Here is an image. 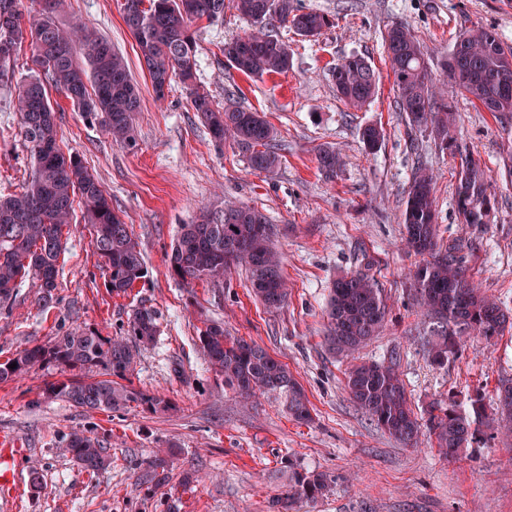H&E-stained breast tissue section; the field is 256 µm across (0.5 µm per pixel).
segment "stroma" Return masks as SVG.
Returning a JSON list of instances; mask_svg holds the SVG:
<instances>
[{"instance_id":"1","label":"stroma","mask_w":512,"mask_h":512,"mask_svg":"<svg viewBox=\"0 0 512 512\" xmlns=\"http://www.w3.org/2000/svg\"><path fill=\"white\" fill-rule=\"evenodd\" d=\"M119 3L68 0L57 20L87 26L125 56L141 94L134 146L114 144L61 93L51 98L58 104L61 151L80 155L110 193L149 275L127 293L112 294L90 227L64 228L57 302L42 307L31 283L16 288L9 307L0 310V361L27 345L50 346L60 331L75 326L120 335L132 311L145 305L159 311V332L141 347L129 381L165 397L171 407L157 413L73 407L44 394L47 384L71 375L52 363L0 383V438L14 448L22 479L17 490L0 488V512H269L294 470L327 474L332 484L324 497L298 500L293 512H512V439L487 440L456 459L440 455L424 434L417 445H403L356 410L346 388L351 360L323 341L334 281L365 270L384 289L390 315L358 356L396 359L416 410L440 396L464 404L480 396L489 404L500 382L512 379V332L492 340L466 337L447 366L430 361L424 347L430 322L413 304L410 272L417 259L401 242L404 202L421 164L437 176L444 238L465 241L478 288L512 308V179L502 171L503 157L512 153V123L455 97V134L486 169L496 197L491 223H459L455 163L429 129L411 125L397 108L383 45L386 28L402 22L433 61L476 26L495 28L512 46V0H298L303 10L322 12L333 24L311 41L279 29L293 50V65L288 73L261 79L232 68L221 51L246 28L235 9L225 7L222 19L201 23L197 83L218 104L264 113L282 147L281 164L270 173L249 169L245 147L230 140L215 145L180 81L156 100ZM351 54L364 56L380 76L374 98L359 111L337 99L329 74ZM10 101L0 89V196L19 192L25 178L20 116ZM371 124L384 132L373 152L361 139ZM326 145L345 160L333 179L317 165V152ZM228 199L258 207L274 224L290 287L284 307L266 309L238 268L223 280L188 286L170 275L167 255L181 225L194 222L200 207L218 210ZM207 319L287 365L306 392L311 421L295 420L274 395L245 402L225 387L200 348ZM75 429L94 430L110 450L111 466L96 477L60 451ZM169 446L178 453L159 483L148 462ZM34 466L42 475L38 492L29 483ZM188 471L195 478L187 485Z\"/></svg>"}]
</instances>
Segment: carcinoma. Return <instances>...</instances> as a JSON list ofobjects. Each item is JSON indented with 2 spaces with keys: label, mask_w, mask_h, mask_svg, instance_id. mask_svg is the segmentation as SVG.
Segmentation results:
<instances>
[{
  "label": "carcinoma",
  "mask_w": 512,
  "mask_h": 512,
  "mask_svg": "<svg viewBox=\"0 0 512 512\" xmlns=\"http://www.w3.org/2000/svg\"><path fill=\"white\" fill-rule=\"evenodd\" d=\"M249 23L242 35L222 48L231 67L250 77L285 74L292 54L277 34L288 26L303 39L317 37L331 21L325 14L303 11L295 0H234ZM136 9L122 4L123 19L139 50L156 99H164L171 80L179 78L191 90L192 108L221 144L231 139L249 151L253 171L271 172L281 155L271 142L273 127L259 112L220 107L211 95L194 87L197 41L194 26L224 16V0H137ZM64 0H42L41 9L23 12V0H0V85L16 82L14 109L20 115L27 151L28 174L22 190L0 197V309L9 305L17 286L25 281L38 288V302L56 301L63 228L73 222L79 202L84 223L93 230L94 250L102 260L105 286L115 295L126 293L148 276L138 243L129 226L112 210V200L77 154L65 155L57 145V109L49 92L69 99L77 111L97 121L124 146L133 145L132 117L140 108V94L123 55L109 41L84 26L63 28L56 16ZM463 52H449L440 63L460 65L451 79L461 96L488 104L500 121L512 120V47L492 27H474L461 34ZM384 48L393 76L396 103L416 126L431 128L439 148L460 160L454 207L462 224H488L495 198L488 193L485 170L455 136L454 105L437 94L435 80L420 43L409 28L396 22L387 28ZM27 75L15 81L24 48ZM337 96L350 108H363L374 96L379 74L363 56L343 58L331 71ZM362 140L375 150L382 129L368 125ZM319 171L327 178L343 166L335 148L317 153ZM434 175L425 168L413 174L403 211L405 247L420 257L412 273L415 298L433 321L429 354L444 366L455 357L465 335L492 339L512 331V310L477 288L464 261V244L440 237L434 197ZM274 227L261 210L228 202L220 210L204 209L194 224H184L168 255V270L186 284L219 280L241 266L248 272L252 292L269 309L288 300L283 260L273 243ZM389 312L386 296L367 273L336 279L326 308L324 341L330 350L349 356L378 335ZM124 334L105 338L94 331L69 328L48 349L25 347L0 363V382H7L49 361L77 370L81 376L50 384V397L90 411H112L131 404L155 411L167 407L159 395L122 384L134 370L138 349L159 331L158 313L136 309ZM200 346L224 385L254 397L275 393L297 421L310 419L308 399L288 367L252 341L224 335V328L207 323L200 330ZM16 367H10V364ZM346 385L353 403L389 435L412 442L427 430L431 446L454 457L477 442L480 427L492 426L512 436V381L497 388L494 417L488 418L480 399L463 408L434 399L418 415L409 402L394 361H362L351 365ZM62 453L90 476L112 464L105 441L90 430H73ZM328 489L322 473L295 472L287 489L274 502L275 512H292L296 500H314Z\"/></svg>",
  "instance_id": "cac0c4a2"
}]
</instances>
